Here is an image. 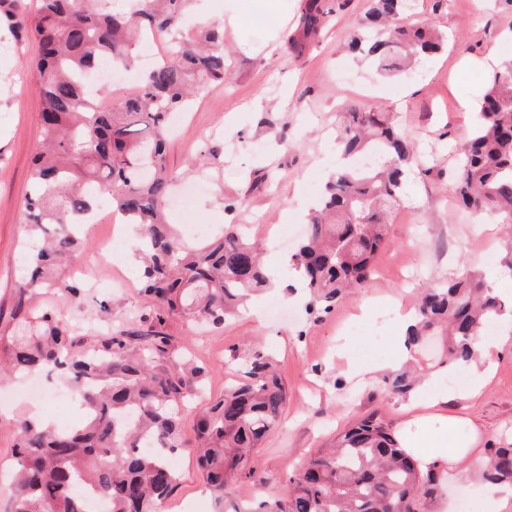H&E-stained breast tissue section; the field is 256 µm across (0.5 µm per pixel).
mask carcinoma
<instances>
[{
    "instance_id": "obj_1",
    "label": "carcinoma",
    "mask_w": 512,
    "mask_h": 512,
    "mask_svg": "<svg viewBox=\"0 0 512 512\" xmlns=\"http://www.w3.org/2000/svg\"><path fill=\"white\" fill-rule=\"evenodd\" d=\"M194 0H0V31L15 40L38 37L32 70L41 101L37 153L23 203L27 238L41 242L26 253L19 306L0 362V384L33 373H55L79 397V427L43 428L29 418L15 425V473L10 512H88V498L104 512H161L177 485L171 457L192 449L216 512H418L435 490L433 474L400 447L389 426L374 415L342 431L329 448L300 463L283 497L224 505L228 488L243 479L261 482L250 466L253 451L278 424L288 387L274 357L258 345L231 355L234 374L224 395L196 418L187 436L180 411L189 387L207 374L165 332L166 321H205L220 328L239 314L274 277L261 249L241 224L228 223L218 239L190 246L165 218L173 182L165 164L169 116L224 82V28L207 26L200 40L181 32ZM410 0H371L366 22L349 46L366 53L385 77L411 73L424 57L442 50L444 35L402 22ZM333 8L305 0L299 50L319 36ZM149 37L170 52L146 72L134 93L110 109L99 107L81 77L105 56L127 61L129 50ZM336 140L343 168L326 183L308 215L292 255L303 271L308 314L329 313L348 290L367 284L389 219L404 203L416 151L387 112L351 107L340 113ZM376 158L369 166L359 160ZM456 192L477 216L512 227V61L489 77L474 128L457 146ZM106 197L112 211L139 231L141 327L114 328L91 342L71 334L59 317L25 313V304L55 288L72 299L84 286L62 277L88 239L81 217ZM505 302L481 277L467 273L448 284L419 289L413 346L442 336L446 361L465 367L487 323L504 314ZM416 377L399 371L396 393ZM149 439L153 450L140 442ZM493 484L512 486V443L490 449L482 470Z\"/></svg>"
}]
</instances>
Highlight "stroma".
<instances>
[{
	"label": "stroma",
	"instance_id": "stroma-1",
	"mask_svg": "<svg viewBox=\"0 0 512 512\" xmlns=\"http://www.w3.org/2000/svg\"><path fill=\"white\" fill-rule=\"evenodd\" d=\"M302 2L197 0L192 25H224L227 78L195 99L188 126L169 138L167 161L175 174L192 180L201 155L217 149L221 157L215 163V181L187 211L170 210V222L220 225L225 204L232 202L235 223L251 226L256 240L261 237L259 223L280 228L304 223L335 167L336 114L349 105L394 114L414 141L425 172L412 176L406 186V201L389 227L370 286L341 299L330 314L318 319L308 315L302 292L286 291L289 279L282 275L250 310L221 328H199L178 318L168 321L176 344L211 365L202 384L208 398L223 395L228 379L224 362L233 350L255 341L280 362L288 403L252 459L261 484L245 480L233 489L241 501L283 494L297 462L356 418L373 413L394 429L413 417L410 394L389 389L390 370L363 383L344 374L347 359L380 363L389 357L398 333L387 316L391 302L413 311L420 285L448 281L464 265L496 283L499 294L512 300V277L501 275L512 258V234L459 207L450 176L452 151L473 123L474 112L462 108V100L478 101L492 68L512 60V7L505 0H415L410 22L446 34L448 45L413 78L383 79L369 60L345 48L370 0H330L336 10L329 25L296 54L287 40L298 25ZM37 54L32 35L9 54H0V335L10 330L18 301L26 255L21 206L32 158L40 148L39 97L31 87L15 85L14 78L30 72ZM109 232V225H95L85 250L88 265L69 269L90 283L109 280V287L91 285L76 300L48 292L36 303L89 340L139 308L138 267L123 257L99 253ZM105 300L112 302L111 312L101 311ZM271 301L290 305L294 320L271 322L264 314ZM491 360L492 374L482 394L448 404L449 414L477 428L482 457L512 434V341L492 352ZM35 407L52 420L61 415L74 423L81 419L76 406L52 401L35 406L0 395V482L9 480L14 465V423ZM177 469L179 484L164 512H212L214 503L195 456L182 453ZM439 479L441 488L422 498L419 512H458L462 498L484 499L488 489L476 471L465 476L447 470Z\"/></svg>",
	"mask_w": 512,
	"mask_h": 512
}]
</instances>
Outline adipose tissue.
Wrapping results in <instances>:
<instances>
[{"instance_id": "adipose-tissue-1", "label": "adipose tissue", "mask_w": 512, "mask_h": 512, "mask_svg": "<svg viewBox=\"0 0 512 512\" xmlns=\"http://www.w3.org/2000/svg\"><path fill=\"white\" fill-rule=\"evenodd\" d=\"M451 397V391L425 386L420 403L427 412L418 418L424 440L417 441L402 433L397 436L401 448L417 460L422 472L436 473L453 466L467 474L476 459L475 438L458 439L455 435L457 417L445 416L438 411L439 406Z\"/></svg>"}]
</instances>
